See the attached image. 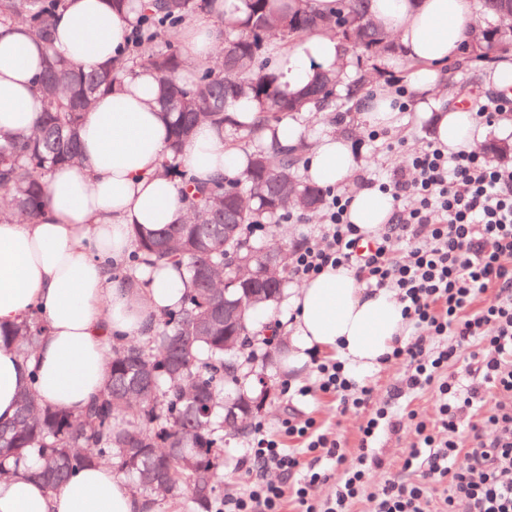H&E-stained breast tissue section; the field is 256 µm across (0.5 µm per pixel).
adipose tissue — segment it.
I'll return each mask as SVG.
<instances>
[{"label":"adipose tissue","instance_id":"obj_1","mask_svg":"<svg viewBox=\"0 0 512 512\" xmlns=\"http://www.w3.org/2000/svg\"><path fill=\"white\" fill-rule=\"evenodd\" d=\"M471 0H371L370 14L396 37L414 61L411 85L426 110L439 83L438 65L459 57L467 39ZM243 0H213L208 18L181 29L184 74L206 69L224 37L215 19L240 18ZM54 49L85 66L120 63L135 29L130 14L111 11L108 0H65L53 19ZM43 49L24 28L0 24V128L23 133L42 111L36 88ZM336 37L313 34L277 57L276 88L296 95L319 72L339 70ZM157 76L146 67L128 70L120 89L100 95L79 138L80 166L62 165L47 176L48 201L32 223L0 220V325L9 327L40 310L46 330L27 356L0 346V422L14 418L17 396L36 388L40 402L78 415L103 390L113 343L146 337L188 284L173 267L145 271L128 281L120 264L134 248L135 229L180 223L182 184L160 175L165 156L195 183L243 171L246 156L235 150L224 127L202 124L178 154H171L170 127L156 103ZM477 137L463 104L439 108L434 138L451 151L470 149ZM357 164L346 138L321 136L305 161L307 179L340 187ZM392 201L367 187L352 196L349 217L368 234L388 223ZM292 363L310 353H335L350 368L378 366L404 330L392 292L361 288L354 273L330 269L305 281L291 299ZM0 512H151L109 463L75 471L58 489L14 476L0 480Z\"/></svg>","mask_w":512,"mask_h":512}]
</instances>
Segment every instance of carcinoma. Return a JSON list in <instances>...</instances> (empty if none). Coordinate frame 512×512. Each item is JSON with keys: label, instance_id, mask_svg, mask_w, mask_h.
Listing matches in <instances>:
<instances>
[{"label": "carcinoma", "instance_id": "obj_1", "mask_svg": "<svg viewBox=\"0 0 512 512\" xmlns=\"http://www.w3.org/2000/svg\"><path fill=\"white\" fill-rule=\"evenodd\" d=\"M139 2L136 37L127 55L131 63L157 73V101L169 118L173 154L197 124L229 122L227 112L244 95L260 101L262 119L235 130L259 140L264 126L282 114L336 110L335 75L321 76L288 100L279 95L263 58L270 34L292 47L312 33L334 31L344 56L396 50L391 35L370 19V0H336L330 15L312 8L311 0H247L244 19L224 22L214 64L185 82L175 36L210 0ZM61 7L62 0H0V23L26 28L45 48L41 119L28 134L0 129V212L22 221L35 220L44 208L51 169L82 161L78 132L85 115L97 96L120 86L124 76L121 66L86 68L56 54L52 21ZM481 11L493 26L483 39L466 42L470 58L508 48L512 35V0H482ZM300 162L299 147L259 146L248 154L240 175L193 186L163 162L161 174L187 185L185 216L160 231H136L132 266H181L192 288L156 320L149 336L112 346L104 389L80 415L40 405L30 386L22 390L16 418L0 423V476L23 472L54 488L81 467L112 461L152 506L159 496H185L193 512H217L224 500L218 494L224 419L229 402L249 392L240 386L237 362L240 349L253 339V307L237 259L250 253L256 268L257 257L297 247L253 241L248 229L264 219L277 225L291 212L324 205V190L299 178ZM226 298L240 302L229 331L234 346L228 348ZM43 331L36 311L18 325L0 327V345L27 355Z\"/></svg>", "mask_w": 512, "mask_h": 512}]
</instances>
